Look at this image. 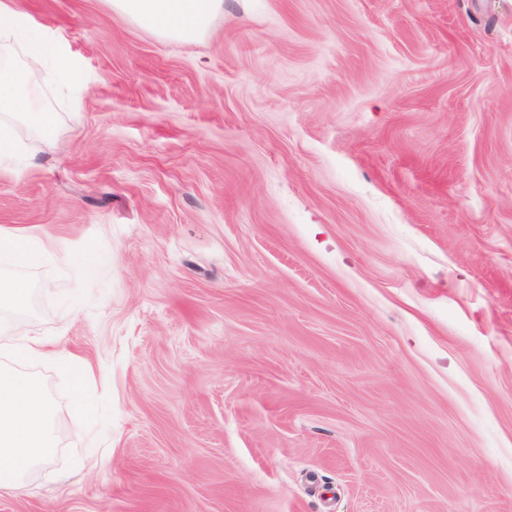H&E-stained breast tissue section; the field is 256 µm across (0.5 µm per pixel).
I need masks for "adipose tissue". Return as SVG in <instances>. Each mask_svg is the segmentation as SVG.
Returning a JSON list of instances; mask_svg holds the SVG:
<instances>
[{
    "label": "adipose tissue",
    "instance_id": "obj_1",
    "mask_svg": "<svg viewBox=\"0 0 512 512\" xmlns=\"http://www.w3.org/2000/svg\"><path fill=\"white\" fill-rule=\"evenodd\" d=\"M113 11L137 26L163 38L193 42L205 36L224 12V0H111ZM0 31L29 36L33 52L30 68L52 61L66 71L70 82L82 86L84 74L72 65L60 40L35 31L29 16L9 0H0ZM34 89L9 66H0V158L22 150L8 117L27 114L40 136L54 127L51 113L32 109ZM53 406L39 381L10 368L0 369V490L24 486L26 476L38 466L51 463L55 455Z\"/></svg>",
    "mask_w": 512,
    "mask_h": 512
}]
</instances>
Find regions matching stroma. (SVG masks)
<instances>
[{
	"label": "stroma",
	"instance_id": "stroma-1",
	"mask_svg": "<svg viewBox=\"0 0 512 512\" xmlns=\"http://www.w3.org/2000/svg\"><path fill=\"white\" fill-rule=\"evenodd\" d=\"M16 2L88 84L0 161V327L61 350L0 512H512V0ZM112 10L163 38L193 42L224 13V0H111ZM34 245L45 250L34 229L5 230L0 228V253L10 257L16 264L23 265L29 258ZM27 285L18 279H0V307L23 309L28 301Z\"/></svg>",
	"mask_w": 512,
	"mask_h": 512
}]
</instances>
